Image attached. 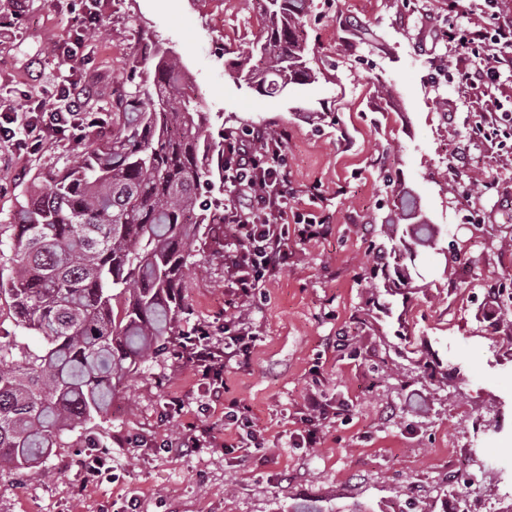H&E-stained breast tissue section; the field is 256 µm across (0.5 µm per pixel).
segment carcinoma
<instances>
[{"label":"carcinoma","mask_w":512,"mask_h":512,"mask_svg":"<svg viewBox=\"0 0 512 512\" xmlns=\"http://www.w3.org/2000/svg\"><path fill=\"white\" fill-rule=\"evenodd\" d=\"M260 36L228 63L266 96L317 79L304 21L313 0H259ZM151 89L128 92L112 136L72 157L47 192L33 183L0 225V471L42 466L69 435L106 417L117 386L181 339L192 247L224 223V129L210 131L181 58L152 53ZM405 228L382 224L371 284L408 298L415 248L439 231L400 199ZM416 379L448 369L420 358Z\"/></svg>","instance_id":"obj_1"}]
</instances>
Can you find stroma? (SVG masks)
I'll return each instance as SVG.
<instances>
[{
	"label": "stroma",
	"instance_id": "35a3bbf8",
	"mask_svg": "<svg viewBox=\"0 0 512 512\" xmlns=\"http://www.w3.org/2000/svg\"><path fill=\"white\" fill-rule=\"evenodd\" d=\"M314 3L304 36L316 81L264 96L224 65L258 38L257 0H96L99 34L84 42L86 64L73 74L49 49L81 26L83 0H28L14 19L0 0V19L10 21L0 27V112L34 109L32 84L72 75L105 118L92 139L110 135L114 104L153 79L143 57L153 40L179 53L225 129L290 131L288 211L332 220L323 238L289 233L287 268L250 306L235 303L224 266L230 226L197 242L189 259L184 326L202 323L220 337L234 321L256 335L248 363L228 362L224 379L261 432V454L235 448L231 427L223 446L176 449L189 427L223 422L224 409H200L199 378L173 351L146 359L107 418L54 449L45 470L0 472V512H290L301 500L325 512H453L457 494L471 495L475 512H502L512 492V328L490 289L512 290V252L500 247L512 234V139L472 129L487 113L512 115V71L468 91L458 85L481 61L438 31L479 21L483 0L461 12L448 0ZM381 81L391 97L378 96ZM82 149L68 140L36 155L0 147V225L25 204L31 180L50 190L53 173ZM316 183L323 196L314 202ZM407 191L438 228L436 248L453 259L444 266L436 249H422L409 304L387 295L367 304L359 275L374 263L371 227L394 217ZM469 252L478 266L463 261ZM420 353L447 366L445 388L411 382ZM311 392L336 415L316 447L302 448ZM175 394L186 404L171 415L165 403ZM93 457L104 468L88 483L83 463Z\"/></svg>",
	"mask_w": 512,
	"mask_h": 512
}]
</instances>
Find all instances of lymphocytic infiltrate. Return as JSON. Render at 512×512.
<instances>
[{"label": "lymphocytic infiltrate", "mask_w": 512, "mask_h": 512, "mask_svg": "<svg viewBox=\"0 0 512 512\" xmlns=\"http://www.w3.org/2000/svg\"><path fill=\"white\" fill-rule=\"evenodd\" d=\"M449 42L465 50L482 48L485 58L478 73H463L461 89L468 90L478 82L499 77L501 69H512V22L494 28L448 29ZM54 53L67 65L71 77L46 91L33 86L37 98L36 114L22 116L19 127L0 126V141L11 146L37 151L47 140L84 139L102 124L98 113L86 110L79 103L82 91L75 72L84 65L74 42L60 40ZM287 130L277 137H268L265 129L250 127L230 130L224 134V183L230 194L224 200V222L234 227L235 242L224 253V265L232 275L236 299L255 298L258 288L271 275L287 267L288 253V171L284 163ZM254 339L250 328H225L223 338L212 336L208 326L194 324L185 336V354L201 379L209 381L214 398L224 401V422L241 429L240 446L261 447L260 433L236 400L224 399L223 349L234 356L249 358Z\"/></svg>", "instance_id": "f902f5d3"}]
</instances>
